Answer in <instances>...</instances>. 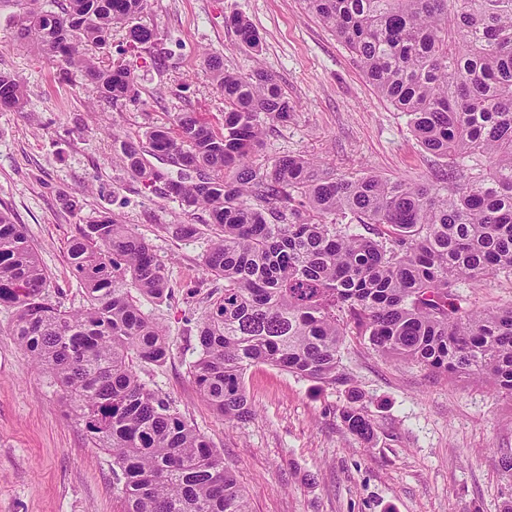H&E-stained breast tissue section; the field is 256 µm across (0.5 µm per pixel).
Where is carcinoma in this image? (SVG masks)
I'll use <instances>...</instances> for the list:
<instances>
[{
	"label": "carcinoma",
	"mask_w": 512,
	"mask_h": 512,
	"mask_svg": "<svg viewBox=\"0 0 512 512\" xmlns=\"http://www.w3.org/2000/svg\"><path fill=\"white\" fill-rule=\"evenodd\" d=\"M22 0L18 37L76 72L111 106L137 96L125 67L105 66L116 28L154 59L163 35L143 23L149 0ZM355 56L368 82L408 118L443 169L435 182L369 172L332 177L305 155L258 162L268 125L294 106L260 65L246 74L206 59L224 96L215 127L190 112L134 140L112 130L113 159L156 195L206 224L205 270L224 293L199 321L193 377L227 422L253 414L244 375L269 364L334 385L345 337L378 353L468 376L512 397V305L477 310L463 282L512 278V0H303ZM254 57L258 30L231 19ZM23 83L0 71V106L22 112ZM164 157L173 169L151 165ZM68 260L86 304L49 298L48 274L19 224L0 214V306L11 334L61 393L68 414L112 455L125 512H250L220 453L136 366L170 353L162 325L131 294L168 295L163 263L112 214L85 225ZM356 438L373 435L360 407L342 411Z\"/></svg>",
	"instance_id": "carcinoma-1"
}]
</instances>
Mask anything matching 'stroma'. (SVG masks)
Segmentation results:
<instances>
[{
	"label": "stroma",
	"mask_w": 512,
	"mask_h": 512,
	"mask_svg": "<svg viewBox=\"0 0 512 512\" xmlns=\"http://www.w3.org/2000/svg\"><path fill=\"white\" fill-rule=\"evenodd\" d=\"M246 17L263 39L260 57L243 47L226 18ZM15 0H0V71L28 93L24 111L0 110V212L20 224L50 275L48 293L63 309L85 302L68 262L81 227L103 213L119 216L165 264L171 293L140 297L166 329L164 364L141 363V380L169 400L223 456L252 512H500L511 481L512 397L470 377L382 356L346 337V382L328 385L269 365L247 369L252 418L228 423L202 400L193 378L196 325L224 290L207 273L206 240L177 238L176 224H204L158 197L112 161L106 127L135 138L194 112L220 124L224 100L204 58L226 68L254 64L274 74L295 105L269 125L261 157L317 159L326 172H374L393 180L434 181L441 166L423 152L406 117L368 84L354 56L302 0H149V21L164 36L154 62L131 51L115 30L104 60L121 62L139 97L94 114L97 94L80 75L62 81L56 62L18 38ZM0 307V512H123L112 457L97 448L10 333ZM357 401L373 436L357 440L340 412Z\"/></svg>",
	"instance_id": "35a3bbf8"
}]
</instances>
